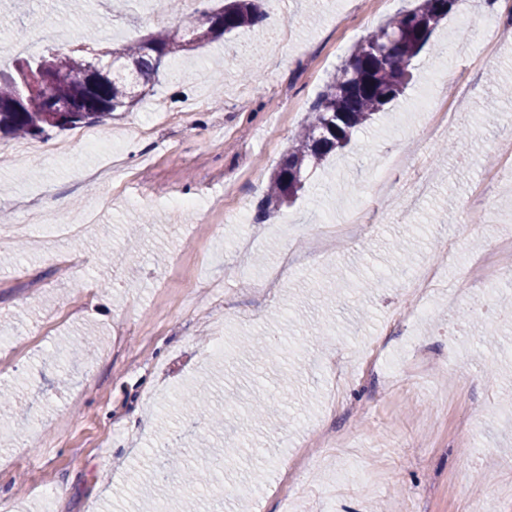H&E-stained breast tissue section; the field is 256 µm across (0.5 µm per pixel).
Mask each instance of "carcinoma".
Listing matches in <instances>:
<instances>
[{"instance_id":"obj_1","label":"carcinoma","mask_w":512,"mask_h":512,"mask_svg":"<svg viewBox=\"0 0 512 512\" xmlns=\"http://www.w3.org/2000/svg\"><path fill=\"white\" fill-rule=\"evenodd\" d=\"M171 25L118 49L127 68L108 78L93 79L87 59L72 49H54L19 59L12 69L0 70V134L40 137L54 129L93 125L114 112H125L159 82L167 63L182 51H191L235 31L262 23L265 13L259 0H199L189 16L170 0ZM457 0H418V4L394 15L376 29L388 39L380 53L368 49L370 39L356 44L344 62L328 77L312 107L311 115L292 139L288 154L272 177L267 203L279 206L304 187L308 171L321 166L326 157L347 145L352 136L367 128L374 116L407 87L413 60L429 43ZM54 57L62 59L63 74L51 91L74 104L71 112H50L45 95L27 87V72ZM178 401L187 411L209 417L214 429L224 427L223 409L212 405L206 388L181 392ZM168 463L181 471V481L169 483L170 491L182 496L190 491L210 496L207 482L220 469L208 470L181 459L172 447L163 448Z\"/></svg>"}]
</instances>
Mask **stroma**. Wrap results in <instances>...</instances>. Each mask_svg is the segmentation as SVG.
<instances>
[{"instance_id": "stroma-1", "label": "stroma", "mask_w": 512, "mask_h": 512, "mask_svg": "<svg viewBox=\"0 0 512 512\" xmlns=\"http://www.w3.org/2000/svg\"><path fill=\"white\" fill-rule=\"evenodd\" d=\"M484 2L459 0L403 96L310 171L290 205L267 208V185L328 76L416 0H266L262 24L172 59L153 94L98 125L97 143L57 131L39 154L0 164V214L29 227L0 239V389L16 394L0 412V505L188 512L190 497L147 483L129 492L146 448L166 435L202 459L217 439L240 446L205 512H471L477 496L512 512V287L480 319L463 317L487 298L465 285L471 265L494 261L512 238V182L470 224L453 264L433 246L490 174L501 131L485 109L495 94L487 76L512 82V40L489 67L446 52L483 19ZM87 8L99 25L65 0H0V69L83 41L132 43L169 21L147 0ZM244 56L255 60L248 80ZM459 77L476 85L457 123L470 135L454 153L439 139L423 145L435 182L406 221L399 200L373 195L376 162L417 137L423 96L457 100ZM356 198L371 227L313 251L321 223ZM32 203L59 224L88 211L94 220L60 239L30 226ZM289 256L293 272L263 287ZM424 264L443 271L430 312L388 325L411 305L402 284ZM86 333L95 345L76 344ZM273 336L293 348L251 366L241 341ZM416 351L435 364L431 390L408 375ZM201 386L227 404L223 436L175 400ZM242 396L264 406L267 426L238 417ZM341 469L352 482L335 484Z\"/></svg>"}]
</instances>
